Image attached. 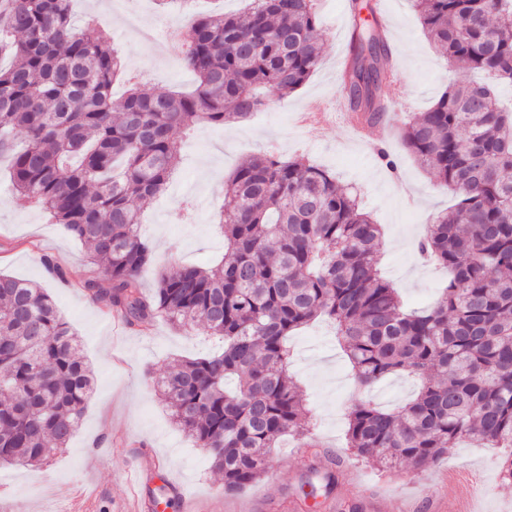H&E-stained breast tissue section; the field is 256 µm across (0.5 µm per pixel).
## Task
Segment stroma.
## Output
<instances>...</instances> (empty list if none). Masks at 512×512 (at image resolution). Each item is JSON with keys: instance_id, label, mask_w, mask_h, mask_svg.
Masks as SVG:
<instances>
[{"instance_id": "35a3bbf8", "label": "stroma", "mask_w": 512, "mask_h": 512, "mask_svg": "<svg viewBox=\"0 0 512 512\" xmlns=\"http://www.w3.org/2000/svg\"><path fill=\"white\" fill-rule=\"evenodd\" d=\"M343 3L319 0L322 59L303 87L250 120L175 131L179 177L141 210L140 232L153 249L151 262L141 271L146 292H153L159 275L175 265L207 266L222 256L224 238L216 214L223 205L224 182L248 156L267 153L283 160L305 156L328 169L341 187L356 192L361 207L382 226L377 251L383 277L410 306L436 300L448 274L422 263L415 243L434 215L455 204L456 196L417 164L403 147L398 128L375 129L367 143L347 123L342 112L347 92L336 67L349 44L342 30ZM382 6L395 36L383 65L399 73L403 111H426L461 73L428 41L410 0H382ZM71 10L80 26L91 14H100L101 26L119 50L123 69L112 87L114 96L136 83L157 92L195 88L194 73L160 52L161 35L175 17L156 0H72ZM315 101L333 113L318 139L295 121L296 113ZM375 142L396 158L397 171L373 154ZM47 257L66 272V279L48 273L43 264ZM0 274L45 288L78 333L94 372L93 395L63 452L39 469L0 463V487L8 493L9 512H146L143 501L162 494L172 500L167 512H182L175 500L180 489L193 512H401L412 503L417 512H430L428 498L434 493L443 512H512V483L500 474L502 449L463 442L423 470L378 468L350 453L345 431L353 404L368 397L393 409L413 395L416 384L399 376L370 390L361 388L333 325L326 321L301 329L288 344L294 351L291 370L316 421L319 451L340 459L333 490L320 494L314 505L305 499L302 488L320 465L319 452H302L289 440L273 451L276 484L262 479L238 495H226L209 456L175 426L157 388L174 361L204 355L214 349V341L199 329H177L163 320L147 333L116 327L73 286L77 280L102 279V268L90 264L86 247L50 223L39 207L11 192L2 164ZM149 456L174 485L163 488L157 475H148L138 500L129 477ZM64 486L80 492V499L60 495Z\"/></svg>"}]
</instances>
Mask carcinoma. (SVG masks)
Listing matches in <instances>:
<instances>
[{
    "label": "carcinoma",
    "instance_id": "cac0c4a2",
    "mask_svg": "<svg viewBox=\"0 0 512 512\" xmlns=\"http://www.w3.org/2000/svg\"><path fill=\"white\" fill-rule=\"evenodd\" d=\"M426 37L461 81L403 122L405 149L457 202L417 243L448 269L440 299L410 310L381 275V226L328 171L257 154L224 187V257L161 275L153 294L139 274L151 260L140 206L163 193L178 164L176 128L240 121L302 87L322 56L316 0H251L242 15L203 16L187 30L184 94L135 87L116 99L121 59L99 27L79 28L71 0H0V156L13 191L48 211L104 266L107 285L76 287L110 318L144 332L157 321L195 326L220 350L176 362L157 382L182 431L241 492L269 475L285 436L316 440L290 375L286 340L327 320L355 380L402 373L418 391L393 411L369 400L350 411L346 447L377 465L423 469L461 439L508 448L512 480V111L480 71L512 86V0H413ZM387 40L360 23L343 80L368 125L380 117ZM26 145L16 149L11 135ZM76 334L43 288L0 275V462L44 465L67 447L92 393ZM329 457L316 472L334 487Z\"/></svg>",
    "mask_w": 512,
    "mask_h": 512
}]
</instances>
